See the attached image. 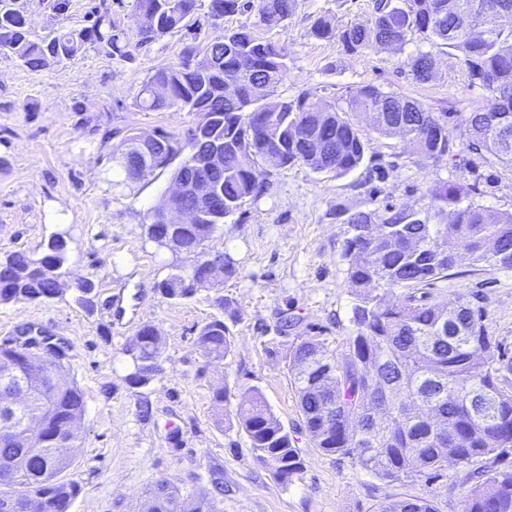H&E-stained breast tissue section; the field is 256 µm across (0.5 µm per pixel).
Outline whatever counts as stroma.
<instances>
[{
  "label": "stroma",
  "mask_w": 512,
  "mask_h": 512,
  "mask_svg": "<svg viewBox=\"0 0 512 512\" xmlns=\"http://www.w3.org/2000/svg\"><path fill=\"white\" fill-rule=\"evenodd\" d=\"M95 2L69 0L60 14L52 0L16 5L41 35L51 26L85 27ZM373 4L298 0L288 23L259 29L260 37L289 50L276 97L308 89L340 106L350 89L363 85L407 95L428 111L447 113L450 151L419 157L399 138L376 133L361 115L356 123L365 160L346 175L259 164L265 194L246 201L213 242L238 265L237 275L224 283L222 310L211 290L177 303L157 291L172 255L155 250L145 226L171 187L170 171H154L131 190L112 184V150L129 129L182 134L193 124L186 112L135 105L143 82L177 60L182 34L134 48L131 62L91 47L74 60L28 71L0 56V256L38 254L56 232L70 234L62 298L0 305V341L32 327L71 345L70 369L84 392L86 413L81 445L64 474L81 487L69 512H139L144 491L160 481L185 493H208L221 483L217 512H375L378 503L399 494L433 497L440 512H461L470 465L448 464L430 483H388L350 458L323 454L299 433L305 469L285 486L256 461L236 425L217 422L213 412L216 389L234 394L255 386L287 428H299L292 349L301 337L317 336L340 350L355 333L344 214L385 205L424 212L432 190L446 184L470 190L471 200L490 209L512 211V167L479 158L464 168L456 164L468 156L464 120L486 97L458 52L442 49L435 78L419 84L405 62L428 50L421 38L398 52L350 55L340 42L309 33L318 15L363 22ZM77 278L97 285L94 314L74 301L70 286ZM118 292L132 319L126 328L114 326L107 311ZM433 292L442 300L460 293L484 296L491 330L512 353V269L464 262L437 280ZM215 317L223 318L234 344L218 363L197 344L199 327ZM144 324L162 339V371L150 386L136 388L125 380L122 350Z\"/></svg>",
  "instance_id": "35a3bbf8"
}]
</instances>
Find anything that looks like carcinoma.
<instances>
[{
    "mask_svg": "<svg viewBox=\"0 0 512 512\" xmlns=\"http://www.w3.org/2000/svg\"><path fill=\"white\" fill-rule=\"evenodd\" d=\"M209 0L226 15L248 13L251 24L224 30V36L192 30L201 0H134L135 10L156 18V26L138 43L184 32L178 61L160 68L146 80L136 106L144 111L174 110L196 117L185 138L159 133V146L150 136L131 131L112 151L119 179L130 186L145 175L165 170L175 157L184 162L172 178L190 177L189 168L205 160L209 145L224 144V164L213 175L205 196L188 190L178 200L195 222L169 226L158 219L146 225L147 239L156 251L167 252L163 239L172 234L180 254L196 258L201 243H210L225 220L249 199H257L267 184L257 179L264 146L274 140L280 149L275 168L303 165L317 173L344 175L365 158V143L352 113H366L382 136L398 137L412 152L437 157L449 151L448 121L412 98L365 85L349 90L346 107L338 108L306 90L293 97L274 98L288 65V47L256 34L272 28L270 18L284 22L297 9V0ZM512 0H374L366 23L343 24L331 15H319L310 35L337 40L346 52L364 54L401 49L419 36L432 47L460 53L471 80L488 92L481 109L465 118L466 149L512 165V27L490 24L487 14ZM90 25L80 30L56 28L34 38L27 16L12 3L0 4V55L14 58L31 71L72 60L88 45L114 59L131 62V38L112 21L101 3L91 12ZM436 64L430 51L409 57L413 80L434 78ZM234 83V103L224 99L225 86ZM164 87L168 95L156 89ZM463 191L440 186L432 191L431 210L404 213L386 206L357 211L347 218L351 236L346 241L348 276L355 303L352 322L356 334L346 347L335 350L326 340L304 336L292 350L293 383L298 393L303 428L314 447L326 455L349 457L361 469L386 482L438 477L448 454L469 464L512 448V359L490 332L483 297L459 294L436 301L428 287L448 277L462 260L499 268L497 253L512 254V212H499L469 202L458 204ZM68 263L67 233L51 237L39 256L13 252L0 258V304L21 301L53 302L63 294L62 278ZM158 282L161 296L170 301L192 297L199 289L220 295L224 280L237 274L234 258L217 250V261L199 267L172 262ZM75 302L88 314L97 307L98 292L87 278L72 288ZM221 319L203 324L198 345L203 353L222 360L232 352V340ZM162 340L154 326L143 325L127 342L124 354L131 386L152 382L154 361ZM70 345L50 336H28L22 342L0 344V403L24 406L0 418L11 417L24 432L29 420L41 424L29 447L0 445V495L21 496L31 512H67L79 485L59 475L72 465L71 453L56 444L68 440L76 448L86 411L84 394L69 368ZM494 394L492 412L471 416V396ZM234 421L251 445L256 461L280 484L288 485L304 470L297 438L268 406L262 391L247 387L236 394ZM470 489L461 512H512V472L475 469L468 473ZM140 512H215L207 493L185 494L165 482L148 489ZM376 512H438L425 497H388Z\"/></svg>",
    "mask_w": 512,
    "mask_h": 512,
    "instance_id": "cac0c4a2",
    "label": "carcinoma"
}]
</instances>
